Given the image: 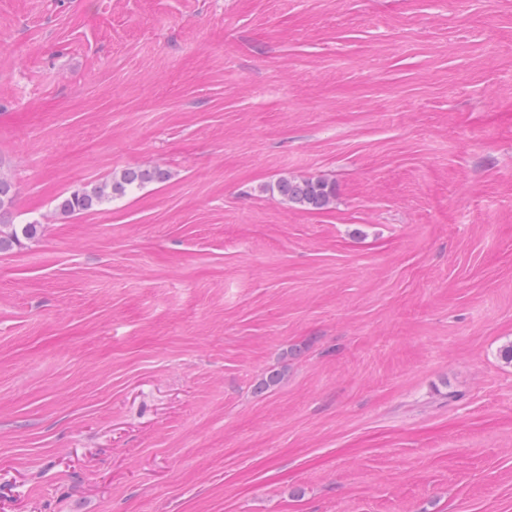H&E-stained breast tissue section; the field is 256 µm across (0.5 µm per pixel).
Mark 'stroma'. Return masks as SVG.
<instances>
[{"mask_svg": "<svg viewBox=\"0 0 512 512\" xmlns=\"http://www.w3.org/2000/svg\"><path fill=\"white\" fill-rule=\"evenodd\" d=\"M0 167V512H512V0H0ZM169 177V172L160 167L126 168L113 172L105 181L59 195L54 200L53 217L69 218L95 210L131 195L148 184L165 182ZM15 198V184L0 170V253H8L15 247H20L23 240L35 239L43 228L39 220L26 224L11 223L9 215H11ZM287 204L305 210H326L333 205L336 195L333 184L318 177L282 176L268 188Z\"/></svg>", "mask_w": 512, "mask_h": 512, "instance_id": "obj_1", "label": "stroma"}]
</instances>
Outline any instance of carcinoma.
<instances>
[{
  "label": "carcinoma",
  "instance_id": "obj_1",
  "mask_svg": "<svg viewBox=\"0 0 512 512\" xmlns=\"http://www.w3.org/2000/svg\"><path fill=\"white\" fill-rule=\"evenodd\" d=\"M170 174L160 167L126 168L111 177L81 189L63 193L55 199L53 217L69 218L122 199L151 183H162ZM268 191L278 195L287 204L305 210H326L333 205L336 195L333 184L318 177L282 176ZM16 198L13 181L0 172V253H7L36 238L43 228L39 220L13 224L9 220Z\"/></svg>",
  "mask_w": 512,
  "mask_h": 512
}]
</instances>
